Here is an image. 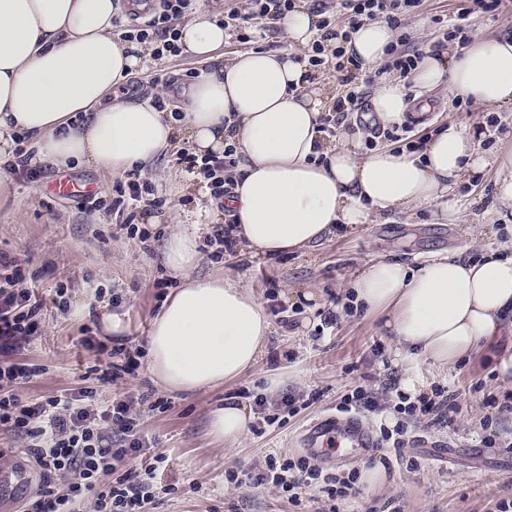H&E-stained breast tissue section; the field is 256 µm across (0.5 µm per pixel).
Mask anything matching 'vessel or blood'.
Listing matches in <instances>:
<instances>
[{
  "instance_id": "vessel-or-blood-1",
  "label": "vessel or blood",
  "mask_w": 512,
  "mask_h": 512,
  "mask_svg": "<svg viewBox=\"0 0 512 512\" xmlns=\"http://www.w3.org/2000/svg\"><path fill=\"white\" fill-rule=\"evenodd\" d=\"M303 441L311 447H341L352 457L363 454L374 445L363 420L355 415L343 420L333 415L323 416L310 424Z\"/></svg>"
}]
</instances>
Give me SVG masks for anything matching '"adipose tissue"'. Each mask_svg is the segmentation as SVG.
Segmentation results:
<instances>
[{"label":"adipose tissue","mask_w":512,"mask_h":512,"mask_svg":"<svg viewBox=\"0 0 512 512\" xmlns=\"http://www.w3.org/2000/svg\"><path fill=\"white\" fill-rule=\"evenodd\" d=\"M121 0H0V158L26 135L35 164H91L120 176L176 149L198 154L231 147L243 173L234 189L233 231L245 250L280 254L320 243L334 226L355 228L388 210L429 207L436 224H457L456 188L464 175L497 173L496 195L512 208V151L487 155L477 134L448 126L423 149L380 148L359 155L357 138L326 146L322 102L306 93L305 67L293 48L319 32V15L298 7L282 20L291 48L250 50L215 64L225 34L216 16L196 9L181 29L182 53L212 62L185 93L181 118L149 100H120L117 89L140 66L143 46L115 37ZM393 30L367 20L347 53L373 70L386 59ZM413 81L445 86L484 108L512 106V38L478 37L448 60L424 55ZM382 123H403L410 104L402 81H381L371 98ZM201 225L171 232L162 247L167 269L183 281L150 322L148 370L163 389L192 394L238 380L257 365L271 323L251 290L229 278L197 280ZM354 307L383 316L398 363L423 360L445 369L482 342L512 332V253L478 261L437 255L419 268L379 259L347 283ZM251 418L225 402L209 417L216 440L238 443Z\"/></svg>","instance_id":"1"}]
</instances>
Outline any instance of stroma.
Returning <instances> with one entry per match:
<instances>
[{
  "instance_id": "obj_1",
  "label": "stroma",
  "mask_w": 512,
  "mask_h": 512,
  "mask_svg": "<svg viewBox=\"0 0 512 512\" xmlns=\"http://www.w3.org/2000/svg\"><path fill=\"white\" fill-rule=\"evenodd\" d=\"M469 5V0H421L401 28L408 38V51L440 50L439 20L453 19L464 11L469 14L468 36L512 32V0H501L493 11L473 14ZM201 68L200 61L183 54L150 58L118 93L142 99L154 91L172 104ZM158 74L163 75V82H155ZM379 81L377 72L358 71L362 104L357 118L341 126L339 135L365 137L376 126L371 98ZM426 98L432 108L424 119L411 112L406 115L414 142L453 124L481 131L485 153L512 150L511 110L497 111L498 123L492 126L485 110L458 104L456 96L449 93L435 90ZM155 167L160 176L152 181L154 195L163 204L157 208L138 203L134 224L147 225V216L159 215L161 224L149 227L163 236L172 229L170 217L179 211L185 212L186 223H208L209 213L218 206L211 198L193 193L190 175L185 166L177 164L175 154L158 157ZM38 171V177L31 179L0 163V253L25 260L28 272L36 276L40 295L52 293L57 283L66 284L74 310L48 313L27 349L17 354V362L38 371L25 394L38 401L65 390L94 388L108 401L143 395L152 401L165 400L166 408L146 412L142 420L151 453L167 456L158 477L162 484L174 487L156 512H324L329 503L317 487L302 488L304 505L299 508L280 489L269 484L256 486L244 479V472L262 466L270 454L294 460L306 457L323 472L339 477L382 464L387 482L377 487L360 485L355 502L339 503V512H382L391 500L400 504L403 512H495L499 499L512 498V412L497 406L505 394H512V377L498 376L494 370L498 357L512 352V335L482 344L468 360L448 370L416 365L424 394L440 387L462 391L463 397L450 425L433 426L428 418H420L409 424L404 445L397 448L380 437L381 427H393L390 414L398 402L395 391L388 388L390 380L400 375L394 364L393 340L386 336L379 316L344 310L345 285L359 263L385 258L416 268L447 251L476 255L469 227L500 221L502 206L494 193L495 172H483L463 188L465 221L461 224L430 223L429 212L423 208L412 218L385 214L375 223L332 235L310 250L254 258L238 246L218 259L211 251L201 252L194 277L241 279L261 302L273 330L251 374L210 391L174 394L154 384L144 362L133 377L101 384L104 362L80 344L85 329H97L98 313L114 308L126 323L128 346L146 347L150 321L162 304L157 282L163 280L175 288L182 284L162 263V241L152 242L146 250L128 237L124 216L107 208L117 183L107 171L49 165L39 166ZM60 174L92 185L93 198L104 200V208L90 210L84 199L56 196L49 185ZM96 286L119 295L120 305L111 306L104 299L97 303L95 317L78 315V308ZM301 288L315 290L316 300L295 298V290ZM330 311L337 314V324L322 329ZM273 378L282 380L281 389L270 388ZM478 382L482 390L472 391V384ZM360 386L384 396L382 412L363 416L376 438L375 447L356 458L341 457L331 449L318 454L308 451L300 440L303 430L312 421L335 413L341 398ZM244 390L265 395L271 402L281 394L296 393L300 397L297 412L264 433L247 432L240 444L215 441L208 433L211 409ZM492 428L498 438L489 445L485 439ZM232 472L241 474V481H229Z\"/></svg>"
}]
</instances>
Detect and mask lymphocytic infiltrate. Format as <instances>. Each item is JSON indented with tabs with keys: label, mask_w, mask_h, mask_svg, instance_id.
Here are the masks:
<instances>
[{
	"label": "lymphocytic infiltrate",
	"mask_w": 512,
	"mask_h": 512,
	"mask_svg": "<svg viewBox=\"0 0 512 512\" xmlns=\"http://www.w3.org/2000/svg\"><path fill=\"white\" fill-rule=\"evenodd\" d=\"M193 0H158L148 18L125 26V39L150 45L154 59L178 55L179 32L174 18L189 11ZM420 0H313L320 13L334 12L347 22L346 30H331L324 42L313 44L306 58L308 66L318 68L335 59L339 80L351 83L361 61L346 55L343 44L349 32L363 20L384 19L391 27H400L405 16L418 8ZM295 8V0H249L245 11L225 14L227 36L247 42L249 31L276 23ZM179 162L189 172L206 179L211 197L223 201L234 186L237 162L231 156L198 158L181 152ZM0 270L6 271V283L0 286V427L27 437L39 467L40 490L30 500L25 512H80L85 501H92L94 512H147L157 505L161 495L170 494L169 486H158L156 472L166 462L165 454L153 456L138 469L119 470L118 465L143 446L138 409L143 398H127L109 405L99 404L95 391L79 389L33 402L22 392L24 384L36 376V369L14 361L15 353L24 349L40 326L45 304L26 288V270L17 258L0 254ZM83 347L108 360L103 378L109 382L133 374L139 362L127 347L108 345L95 337L81 338ZM459 409L456 394L436 392L435 396H418L403 411L411 418L433 416L435 424L452 422ZM120 447H113V440ZM69 478L67 490H60L61 478ZM356 475L343 478L323 472L308 459L279 460L268 456L260 472L253 476L256 485L274 484L292 503H299V488L317 485L331 499H355Z\"/></svg>",
	"instance_id": "1"
}]
</instances>
